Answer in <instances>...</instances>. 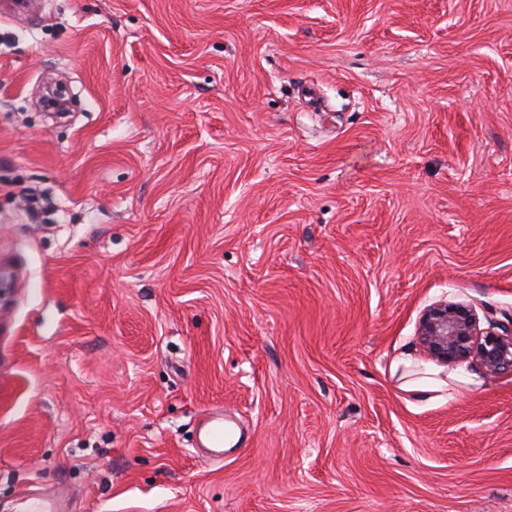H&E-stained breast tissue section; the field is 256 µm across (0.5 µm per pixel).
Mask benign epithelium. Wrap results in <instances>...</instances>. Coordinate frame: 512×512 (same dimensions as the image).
I'll use <instances>...</instances> for the list:
<instances>
[{
	"instance_id": "1",
	"label": "benign epithelium",
	"mask_w": 512,
	"mask_h": 512,
	"mask_svg": "<svg viewBox=\"0 0 512 512\" xmlns=\"http://www.w3.org/2000/svg\"><path fill=\"white\" fill-rule=\"evenodd\" d=\"M417 337L424 352L437 362H469L491 373H512V328L493 321L480 326L470 305L441 302L428 307Z\"/></svg>"
}]
</instances>
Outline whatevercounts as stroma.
I'll use <instances>...</instances> for the list:
<instances>
[{
  "instance_id": "stroma-1",
  "label": "stroma",
  "mask_w": 512,
  "mask_h": 512,
  "mask_svg": "<svg viewBox=\"0 0 512 512\" xmlns=\"http://www.w3.org/2000/svg\"><path fill=\"white\" fill-rule=\"evenodd\" d=\"M440 301L512 322V0L0 12V512H512V375L392 372ZM393 372H400L401 387L413 394L445 391L450 384L448 380L464 381L454 374L443 375L442 369L424 364L408 352L393 362ZM236 438V432L232 426L224 424V415L217 414L208 422L204 432V439L208 444L210 455L206 457L209 462L224 460V444L231 443Z\"/></svg>"
}]
</instances>
